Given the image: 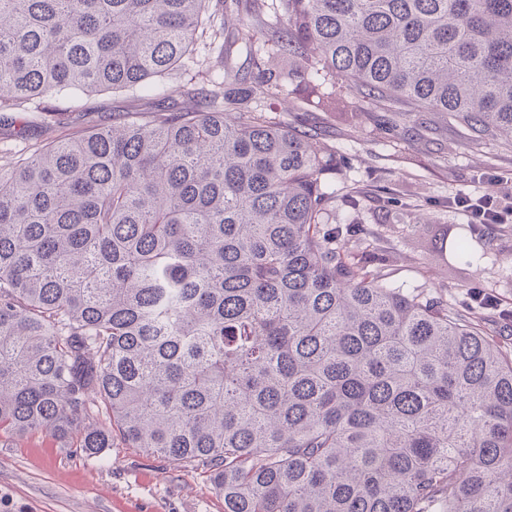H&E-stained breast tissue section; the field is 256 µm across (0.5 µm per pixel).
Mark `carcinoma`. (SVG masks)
I'll return each mask as SVG.
<instances>
[{"label":"carcinoma","instance_id":"carcinoma-1","mask_svg":"<svg viewBox=\"0 0 512 512\" xmlns=\"http://www.w3.org/2000/svg\"><path fill=\"white\" fill-rule=\"evenodd\" d=\"M209 2L0 0V121L157 98L0 166V433L118 436L224 512H512V346L348 250L336 149L263 107L341 77L512 144V0H278L173 108Z\"/></svg>","mask_w":512,"mask_h":512}]
</instances>
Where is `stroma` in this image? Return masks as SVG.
Instances as JSON below:
<instances>
[{
    "instance_id": "1",
    "label": "stroma",
    "mask_w": 512,
    "mask_h": 512,
    "mask_svg": "<svg viewBox=\"0 0 512 512\" xmlns=\"http://www.w3.org/2000/svg\"><path fill=\"white\" fill-rule=\"evenodd\" d=\"M209 15L193 61L167 80L175 107L187 104L180 89L200 84L224 55L223 0H210ZM42 105L30 101L0 125V165L53 139L110 124L115 116L151 110L155 100L124 92L93 97L85 112L61 102L46 112ZM357 106L355 118L319 107L279 117L336 144V214L351 215L380 244L393 286L426 289L452 311L472 309L493 334L512 343V223L476 227L450 204L460 192H488L479 180L484 173L501 177L499 192L512 194V148L495 140L464 146L466 128L438 127L433 112H386L363 100ZM351 192L361 200L353 212L343 199ZM463 228L472 236V261L442 260L438 252L448 233ZM474 288L495 295L499 308L472 307ZM0 512H224V498L205 470L144 455L121 440L88 458L37 433L0 438Z\"/></svg>"
}]
</instances>
